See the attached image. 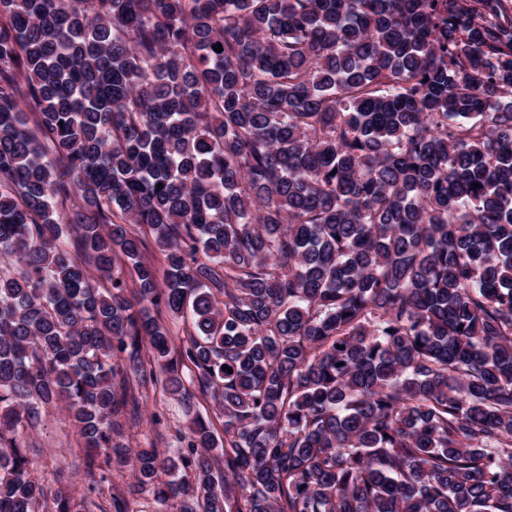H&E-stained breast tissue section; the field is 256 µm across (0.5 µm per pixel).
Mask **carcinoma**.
I'll use <instances>...</instances> for the list:
<instances>
[{
	"instance_id": "carcinoma-1",
	"label": "carcinoma",
	"mask_w": 512,
	"mask_h": 512,
	"mask_svg": "<svg viewBox=\"0 0 512 512\" xmlns=\"http://www.w3.org/2000/svg\"><path fill=\"white\" fill-rule=\"evenodd\" d=\"M0 257V512H512L501 0H0ZM140 412L142 420L137 429L132 431L129 438L130 448H150L154 443L156 448L168 450L170 454L177 452L179 442L175 435L176 429L187 430L189 421L194 412L187 416L180 397L165 392L161 386L150 392L149 398L141 404ZM162 414L168 423V428L155 427L152 423V415ZM161 436H158V433ZM31 437L43 450L40 467L46 479L52 478L51 472L55 466L70 471L75 465H82V452L76 434L62 413L51 410L33 429Z\"/></svg>"
}]
</instances>
